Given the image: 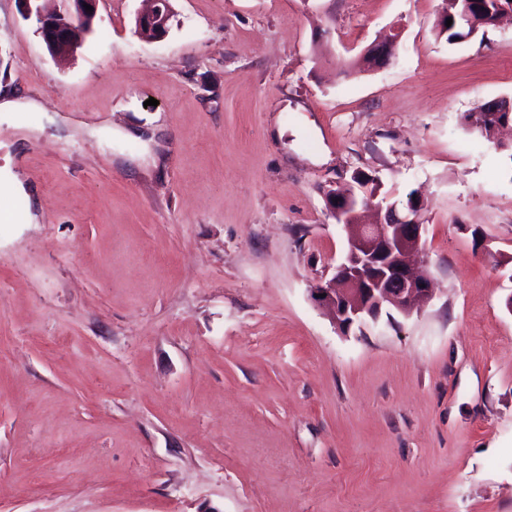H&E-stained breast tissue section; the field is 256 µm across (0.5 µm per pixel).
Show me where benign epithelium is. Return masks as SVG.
Returning a JSON list of instances; mask_svg holds the SVG:
<instances>
[{
    "label": "benign epithelium",
    "instance_id": "obj_1",
    "mask_svg": "<svg viewBox=\"0 0 512 512\" xmlns=\"http://www.w3.org/2000/svg\"><path fill=\"white\" fill-rule=\"evenodd\" d=\"M21 15L35 19L37 33L52 56L75 41L77 30L73 20H95L99 0H16ZM149 7L136 18L138 28L152 34V40L163 39L171 18L169 2L148 0ZM93 7L88 12L84 5ZM326 205L337 223L350 230L347 256L336 267L333 277L312 291L314 301L325 308L342 331L349 330L369 317H378L382 307L410 315L425 308L432 300L430 280L414 271V261L425 253L426 225L421 220L422 202L409 197L404 209L387 204V200H370L380 218L373 224L362 222L359 205L351 195L326 192Z\"/></svg>",
    "mask_w": 512,
    "mask_h": 512
}]
</instances>
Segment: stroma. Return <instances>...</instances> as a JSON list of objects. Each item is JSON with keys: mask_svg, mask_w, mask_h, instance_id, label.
I'll use <instances>...</instances> for the list:
<instances>
[{"mask_svg": "<svg viewBox=\"0 0 512 512\" xmlns=\"http://www.w3.org/2000/svg\"><path fill=\"white\" fill-rule=\"evenodd\" d=\"M101 0L54 59L0 0V512H512V18L443 0ZM399 33L381 68L355 63ZM425 204L422 311L341 332L324 190ZM480 232L485 250L475 249ZM168 1L163 2L164 6H161L158 0H148L149 7L136 18L139 30L145 29L152 34L149 41L161 40L168 33L171 18V7ZM448 10L440 14L438 35L446 36L448 43L463 41L479 31L492 27L488 20L490 11L499 5H508L512 10V0H448ZM452 18V25L446 27V19ZM502 102L498 109H492L491 107H487V102L493 101H485L479 104L473 112H469L464 116L465 124L476 131L483 139H485L489 143L494 144V132L495 128H497L498 124H503L505 121H509L512 123V102L509 99L501 98L494 99ZM506 103L510 104L511 111H506ZM499 128L496 129L498 131Z\"/></svg>", "mask_w": 512, "mask_h": 512, "instance_id": "obj_1", "label": "stroma"}]
</instances>
